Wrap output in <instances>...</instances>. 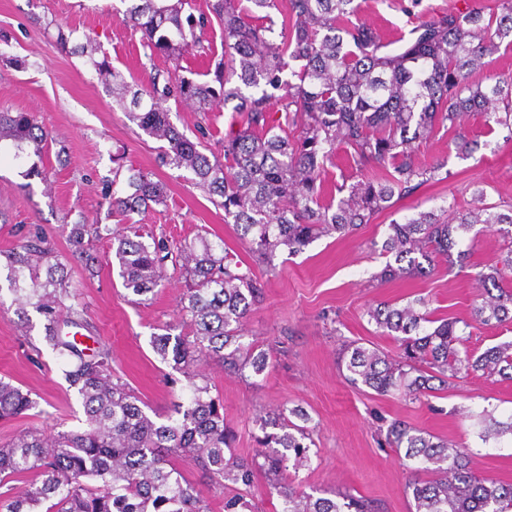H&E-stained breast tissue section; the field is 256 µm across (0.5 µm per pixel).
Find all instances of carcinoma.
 <instances>
[{
  "label": "carcinoma",
  "instance_id": "1",
  "mask_svg": "<svg viewBox=\"0 0 512 512\" xmlns=\"http://www.w3.org/2000/svg\"><path fill=\"white\" fill-rule=\"evenodd\" d=\"M129 2L121 21L142 33L149 60L162 58L165 66H152L147 82L139 83L127 81L105 55L89 57V64L110 87L113 101L129 105L128 121L163 142L159 164L189 171L194 184L224 209V223L248 245L254 265L233 261L221 238L200 235L173 249L165 237H146L133 227L113 239L119 277L136 296L164 286L169 255L183 259L186 285L179 304L189 332L158 334L151 345L162 361L184 370L189 396L177 405L181 418L159 422L112 374L108 348L86 354L63 332L83 325L80 293L46 237L36 230L6 252L0 276L16 315L26 324L31 308L45 318V340L67 359L63 374L77 389L85 420L78 429H30L0 444V484L31 476L22 494L0 498V512H211L209 497L183 477L178 461L201 466L211 486L231 491L224 512H259L251 499L259 472L280 500L278 512H375L363 499L315 497L288 480V468L309 461L304 441L312 439V430L301 409L268 413L254 456H236L224 428L223 401L212 394L209 377L192 366L204 355L226 371L265 373L268 354L243 342L244 319L260 294L254 266L270 272L278 249L297 254L321 236H344L434 179L443 164L422 168L415 153L436 128L453 133L451 145L462 157L480 149L461 124L468 112H480L486 122L512 133V76L478 78L485 58L512 49V0H496L488 15L482 7L424 15L393 53L375 30L349 21L360 10L358 0H251L256 9L287 4L279 32L272 20L246 21L239 0H207L208 12L197 16L191 13L193 0ZM214 21L224 32V55L212 80L190 78L183 58L209 54L206 31ZM232 101L244 125L224 139L221 158L207 155L203 141L190 139L171 121L174 107L211 112L214 104ZM273 111L280 113L276 120ZM47 138L30 113L0 111V142H12L15 156L32 144L44 157ZM340 151L360 178L336 188L341 197L334 201L327 199V172ZM110 185L109 209L127 219L166 202L151 174L121 163ZM477 224L496 226L512 239V205L488 203L484 189L477 188L466 208L451 203L438 213L393 222L382 251L394 262L386 263L380 277L425 273L436 256H451L458 233ZM63 231L71 256L93 269L97 258L85 237H98L99 230L65 224ZM507 269L511 248L482 274L487 285L468 321L432 317L423 297L403 306H369V322L378 335L399 343V354L391 358L351 345L347 382L411 401L448 388L461 373L511 382L512 342L480 354L466 346L474 325L512 323V287L498 284ZM37 405L30 392L0 380L1 421L25 417ZM473 419L484 444L512 437V415L501 421L484 410ZM387 439L404 449L415 512H512V483L479 474L473 449L457 448L403 420L388 425Z\"/></svg>",
  "mask_w": 512,
  "mask_h": 512
}]
</instances>
